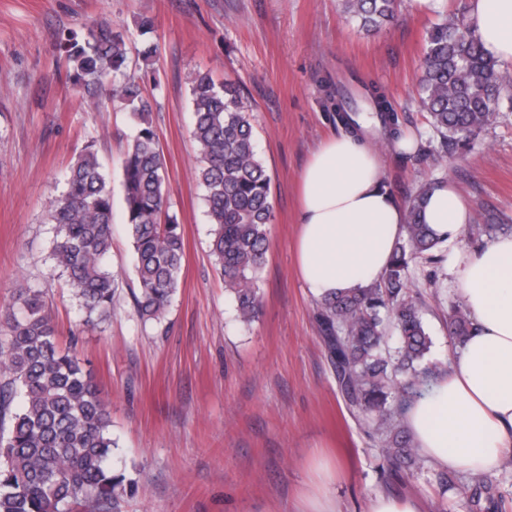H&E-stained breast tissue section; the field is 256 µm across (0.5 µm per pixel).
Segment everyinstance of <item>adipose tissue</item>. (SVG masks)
I'll return each instance as SVG.
<instances>
[{
    "label": "adipose tissue",
    "instance_id": "1",
    "mask_svg": "<svg viewBox=\"0 0 512 512\" xmlns=\"http://www.w3.org/2000/svg\"><path fill=\"white\" fill-rule=\"evenodd\" d=\"M467 14L485 49L512 68V0H468ZM299 189L297 271L312 294L378 279L390 265L405 209L387 188L374 149L348 133L322 141ZM424 217L450 241L472 221L460 193L445 182L429 195ZM452 273L473 330L448 375L411 407L406 426L439 468L484 475L512 453V233L462 254Z\"/></svg>",
    "mask_w": 512,
    "mask_h": 512
}]
</instances>
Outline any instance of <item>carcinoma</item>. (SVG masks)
Returning a JSON list of instances; mask_svg holds the SVG:
<instances>
[{"mask_svg":"<svg viewBox=\"0 0 512 512\" xmlns=\"http://www.w3.org/2000/svg\"><path fill=\"white\" fill-rule=\"evenodd\" d=\"M359 29L376 32L393 22L400 0H342ZM65 76L97 111L108 104L129 108L133 134L122 162L121 187L132 239L140 319L162 321L179 288L184 256L182 224L171 213L166 163L152 103L127 72L129 44L120 31L89 26L65 39ZM389 144L400 134L393 102L381 86L359 81ZM327 102L345 128L360 125L344 106V91L326 75ZM419 99L443 145L467 146L495 118L512 91V74L483 47L465 22L464 9L446 14L427 33L418 75ZM191 137L204 189L210 251L239 321L248 326L261 311L260 281L273 223L271 177L257 153L254 109L239 86L218 85L208 71L191 87ZM439 181L417 184L405 205L406 223L380 280L344 289L315 303V320L336 385L348 411L380 435V471L403 480L420 469L404 411L424 395L432 376L422 363L432 346L422 309L409 292L413 266H432L446 243L422 212ZM51 258L67 278L84 322L111 316L115 279L112 246V187L93 145L75 157L63 188L51 202ZM505 218L494 211L478 217L476 230L491 235ZM449 335L457 347L471 335L465 307L448 312ZM398 345L389 349L387 330ZM78 340L58 345L52 315L37 290L22 289L0 307V512H93L112 502L120 480L112 474V418L92 372L77 351ZM471 512H512V500L470 490Z\"/></svg>","mask_w":512,"mask_h":512,"instance_id":"1","label":"carcinoma"}]
</instances>
